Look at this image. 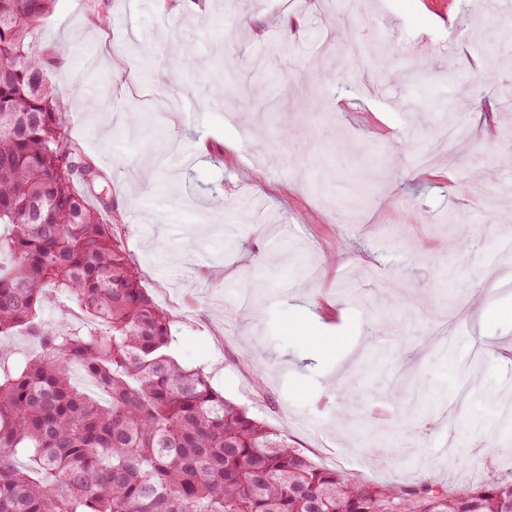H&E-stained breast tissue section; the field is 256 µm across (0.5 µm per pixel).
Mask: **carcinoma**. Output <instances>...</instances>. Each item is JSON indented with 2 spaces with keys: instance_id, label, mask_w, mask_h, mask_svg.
<instances>
[{
  "instance_id": "carcinoma-1",
  "label": "carcinoma",
  "mask_w": 512,
  "mask_h": 512,
  "mask_svg": "<svg viewBox=\"0 0 512 512\" xmlns=\"http://www.w3.org/2000/svg\"><path fill=\"white\" fill-rule=\"evenodd\" d=\"M55 2L0 0V512H512V481L450 491L321 467L173 358L172 317L112 202L89 203L102 175L46 82ZM56 297L84 320L46 321ZM20 332L40 346L22 364L4 355Z\"/></svg>"
}]
</instances>
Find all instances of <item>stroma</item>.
Listing matches in <instances>:
<instances>
[{
    "label": "stroma",
    "instance_id": "1",
    "mask_svg": "<svg viewBox=\"0 0 512 512\" xmlns=\"http://www.w3.org/2000/svg\"><path fill=\"white\" fill-rule=\"evenodd\" d=\"M108 4L110 22L90 16ZM460 15L449 40L442 11ZM512 18L492 0H57L39 43L68 137L106 179L170 351L328 469L512 480ZM198 64L178 65L176 46ZM383 55L358 68L345 51ZM246 63L236 100L208 95ZM455 212L456 223L443 221ZM264 283L237 301L241 266ZM394 458L371 460L370 429ZM450 431L452 446L435 439Z\"/></svg>",
    "mask_w": 512,
    "mask_h": 512
}]
</instances>
